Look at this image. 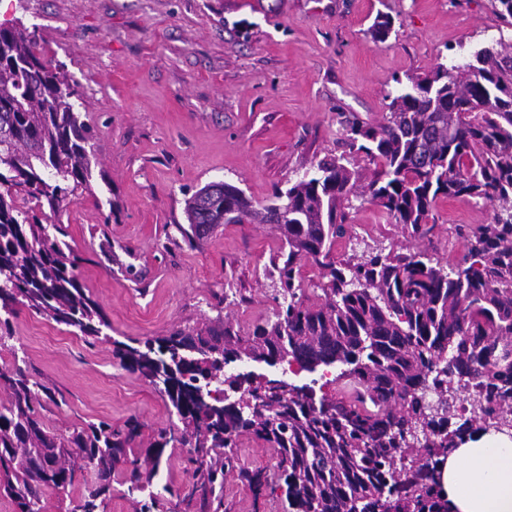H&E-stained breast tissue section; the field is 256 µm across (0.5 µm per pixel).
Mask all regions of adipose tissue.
I'll use <instances>...</instances> for the list:
<instances>
[{
	"mask_svg": "<svg viewBox=\"0 0 512 512\" xmlns=\"http://www.w3.org/2000/svg\"><path fill=\"white\" fill-rule=\"evenodd\" d=\"M441 483L449 512H512V439L481 434L453 449Z\"/></svg>",
	"mask_w": 512,
	"mask_h": 512,
	"instance_id": "adipose-tissue-1",
	"label": "adipose tissue"
}]
</instances>
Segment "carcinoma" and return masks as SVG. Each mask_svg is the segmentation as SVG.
I'll use <instances>...</instances> for the list:
<instances>
[{
    "mask_svg": "<svg viewBox=\"0 0 512 512\" xmlns=\"http://www.w3.org/2000/svg\"><path fill=\"white\" fill-rule=\"evenodd\" d=\"M512 28V0H491ZM393 18L371 26L383 41ZM475 62L407 76L382 120L344 115L348 151L286 189L262 210L237 186L210 183L187 200L188 244L220 224H274L282 248L273 317L247 332L218 315L200 327L124 342L103 334L110 322L81 280L82 258L64 251V207L92 192L97 165L92 127L82 118L78 83L38 49L21 22L0 23V497L14 512H42L50 493L70 497V512H101L112 473L124 495L148 494L137 512H166L172 500L195 512H223L224 478L236 470L260 496L266 472L238 465L244 437L276 453L288 512H448L441 469L448 451L475 434L512 422V43L482 48ZM364 155L374 169L355 164ZM467 197L494 210L492 220L462 227L465 255L435 262L427 250L400 246L338 260L346 209L360 198L422 240L440 199ZM319 270L315 303L302 267ZM86 338L112 344L119 364L165 396L180 425L88 422L58 435L47 404H66L18 356L17 307ZM296 362L309 373L336 370L334 391L248 373L229 382L237 362L274 367ZM212 382L242 390L212 398ZM474 393L484 414L448 413V392ZM184 448L182 484L148 491L165 448ZM92 469L90 481L80 473Z\"/></svg>",
    "mask_w": 512,
    "mask_h": 512,
    "instance_id": "1",
    "label": "carcinoma"
}]
</instances>
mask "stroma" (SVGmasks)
Returning a JSON list of instances; mask_svg holds the SVG:
<instances>
[{
    "instance_id": "35a3bbf8",
    "label": "stroma",
    "mask_w": 512,
    "mask_h": 512,
    "mask_svg": "<svg viewBox=\"0 0 512 512\" xmlns=\"http://www.w3.org/2000/svg\"><path fill=\"white\" fill-rule=\"evenodd\" d=\"M380 11L394 19L383 41L370 32ZM14 20L80 84L98 164L92 193L61 220L121 341L163 336L219 312L245 329L271 310L265 271L282 245L278 230L223 224L185 244L177 226L195 191L225 181L264 206L275 186L344 151L340 113L380 120L398 79L512 42L490 0H0V23ZM492 216L480 201H439L436 229L419 246L440 262L458 260V225ZM347 224L335 247L340 259L405 240L368 202H354ZM130 264L138 278L127 274ZM228 282L243 300L217 304ZM12 343L33 376L67 400L45 413L54 432L132 416L153 429L173 420L165 397L122 368L110 342L87 343L23 309ZM287 508L283 493L258 497L235 478L224 483V512Z\"/></svg>"
}]
</instances>
